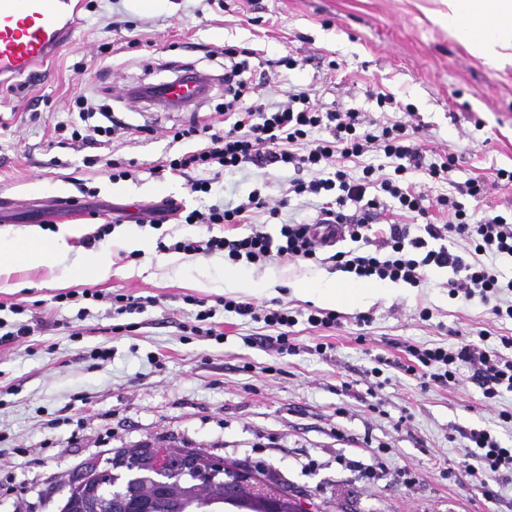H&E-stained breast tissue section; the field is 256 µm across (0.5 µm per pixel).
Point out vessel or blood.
Wrapping results in <instances>:
<instances>
[{
	"label": "vessel or blood",
	"mask_w": 512,
	"mask_h": 512,
	"mask_svg": "<svg viewBox=\"0 0 512 512\" xmlns=\"http://www.w3.org/2000/svg\"><path fill=\"white\" fill-rule=\"evenodd\" d=\"M81 0H0V83L30 79L48 57L73 36ZM209 90L208 79L188 68L161 103L193 109Z\"/></svg>",
	"instance_id": "obj_1"
}]
</instances>
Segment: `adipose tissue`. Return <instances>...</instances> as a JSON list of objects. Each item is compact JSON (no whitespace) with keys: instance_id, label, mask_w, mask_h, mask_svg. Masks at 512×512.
I'll use <instances>...</instances> for the list:
<instances>
[{"instance_id":"1","label":"adipose tissue","mask_w":512,"mask_h":512,"mask_svg":"<svg viewBox=\"0 0 512 512\" xmlns=\"http://www.w3.org/2000/svg\"><path fill=\"white\" fill-rule=\"evenodd\" d=\"M449 32L478 58L497 64L512 58V0H447ZM76 227H62L52 237L35 233L0 234V274L17 261L39 263L69 249ZM303 293L335 307H353L368 296L387 295L384 286L349 282L336 276L312 279Z\"/></svg>"}]
</instances>
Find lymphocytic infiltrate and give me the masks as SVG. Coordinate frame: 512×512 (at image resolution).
<instances>
[{
	"mask_svg": "<svg viewBox=\"0 0 512 512\" xmlns=\"http://www.w3.org/2000/svg\"><path fill=\"white\" fill-rule=\"evenodd\" d=\"M224 54L231 58L232 64L224 75L229 97L224 102L223 127L193 125L174 131V139L200 135L206 143L201 149L162 161L156 170L174 174L199 172L200 177L192 182L190 190L208 194L214 177L239 170L247 163L257 167H290L296 176L289 183V194L272 202L254 191L246 202L236 206L212 205L204 210H189L167 199L145 208L143 223L163 224L176 216L189 225L246 224L259 211L278 217L291 197L319 196L323 203L314 220L283 225L279 238L255 230L244 237L211 235L176 244L177 249L197 254L220 252L234 262L254 263L274 257L313 261L317 258V248L310 237L312 224L347 225L353 241L365 242L369 239L370 224L384 212L409 213L414 219L425 221L426 231L432 238L463 241L464 254L444 247L425 250L423 240L409 238L405 227L393 223L384 242L387 254H380L376 249L362 253L339 251L333 256L337 267L361 278L403 280L414 285L421 282L426 267H449L460 275L459 280L451 282L450 295L465 301L480 299L495 318L512 320V304L504 306L497 302L502 289L512 290V280L500 281L495 270L481 260L487 253L512 257V224L503 215L471 211L464 204L465 199L477 202L487 194L488 185L483 178L468 179L456 185L454 193L438 196L435 207L425 206L424 196L415 191L410 175L421 171L430 179H441L447 176L451 163L446 160L438 165H424V147L407 124L370 126L361 112L323 108L301 88L289 90L285 100L263 101L256 86L244 78L245 65L235 61V49H225ZM372 152L383 155L384 164L363 166L357 175L346 169V162ZM305 171L310 174L306 180L301 177ZM350 201L359 204L358 216L345 213L344 207ZM437 212L447 215V222L435 224L433 215ZM420 248L425 254L419 258L415 252ZM224 308L278 328V352L294 351L287 333L296 323L290 309H263L232 299L225 300ZM407 352L425 376L439 384H456L454 366L463 362L479 373L487 396H496L502 387L512 390V358L488 353L470 341H461L453 350L411 346ZM469 440L481 450L479 462L473 465L464 460L460 466L473 485L488 488L501 468L512 466V448L502 447L484 430L472 433Z\"/></svg>",
	"mask_w": 512,
	"mask_h": 512,
	"instance_id": "f902f5d3",
	"label": "lymphocytic infiltrate"
}]
</instances>
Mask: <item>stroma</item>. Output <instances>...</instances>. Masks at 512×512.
Here are the masks:
<instances>
[{"mask_svg":"<svg viewBox=\"0 0 512 512\" xmlns=\"http://www.w3.org/2000/svg\"><path fill=\"white\" fill-rule=\"evenodd\" d=\"M83 2L76 33L41 74L0 87V231L84 228L64 262L19 263L11 279L21 290L0 288L1 319L16 322L13 304L38 318L30 336L0 343V512H59L72 476L145 442L260 467L263 481L310 512H512V471L502 470L488 496L457 468L471 432L512 448V423L499 418L512 413V391L486 398L464 363L456 386L426 384L406 370L409 345L451 348L467 339L492 351L512 336L511 320L450 296L451 268L429 267L420 285L402 282L388 298L340 311L333 329L302 317L290 334L295 353L279 355L276 329L224 310L222 298L243 293L219 279L198 285V264L218 276L230 268L223 255L167 262L177 240L245 236L252 225L145 224L149 248L133 255L118 244L126 224L112 221L114 209L167 197L201 208L240 203L256 189L272 199L286 192L293 173L278 166L220 176L202 198L184 176L150 173L202 148L200 138L176 141L171 132L223 111L225 47L252 50L251 78L273 99L295 85L325 107L415 126L426 163L454 157L447 181L414 174L430 201L453 184L512 169V64L470 54L449 34L443 0H155L149 9L137 0ZM288 54L296 69L273 67ZM185 67L211 77L196 112L128 97L131 87L175 80ZM373 90L392 94L396 106L378 107ZM79 96L96 108L95 123L108 113L119 125L110 144L69 140ZM91 156L98 164L86 165ZM113 159L134 162L131 178L109 180L104 163ZM66 196L75 209L59 207ZM107 222L117 275L93 285L103 301L65 300L90 285L60 281L61 267L79 265L90 251L84 236ZM329 255L247 265L255 279L273 282L255 303L316 308L298 287L336 273ZM115 294L142 298L141 311L116 314ZM200 300L214 308L213 322L197 321ZM212 324L223 340L206 336ZM320 342L325 351H316ZM98 345L112 357L93 368L86 353ZM377 458L382 470L368 474Z\"/></svg>","mask_w":512,"mask_h":512,"instance_id":"35a3bbf8","label":"stroma"}]
</instances>
